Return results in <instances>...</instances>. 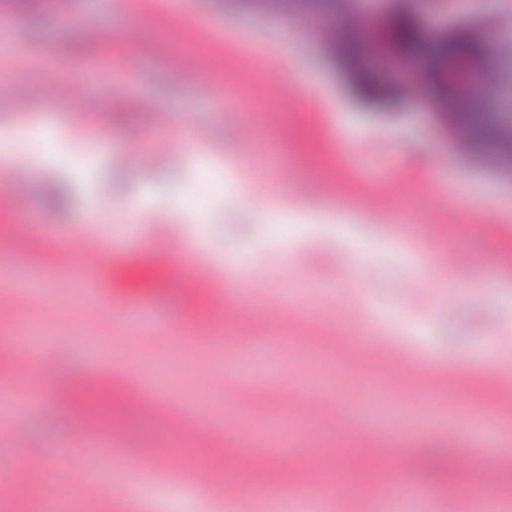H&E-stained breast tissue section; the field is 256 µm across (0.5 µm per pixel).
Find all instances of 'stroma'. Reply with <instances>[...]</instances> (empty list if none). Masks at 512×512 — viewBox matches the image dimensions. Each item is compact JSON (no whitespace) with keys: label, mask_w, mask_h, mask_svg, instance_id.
<instances>
[{"label":"stroma","mask_w":512,"mask_h":512,"mask_svg":"<svg viewBox=\"0 0 512 512\" xmlns=\"http://www.w3.org/2000/svg\"><path fill=\"white\" fill-rule=\"evenodd\" d=\"M78 0L75 11L41 8L37 16L0 19V81L23 86L22 98L0 97V130L51 122L55 152L15 140L29 176L13 191L25 198L31 228L17 249L13 215L0 213V413L21 409L28 448L51 466L49 490L71 512H155V490L180 488L207 512H235L249 496L268 504L293 495V482L261 481L262 469L299 467L276 446L290 439L312 463L346 473L358 460L340 423L347 410L380 431L402 435L408 480L425 500H381L376 485L354 490L339 512H466L474 483L489 485L499 505L512 504L502 482L503 449H512V212L497 197L512 194V166L497 149H470L451 117L463 91L448 75L458 33L477 47L472 64L499 84L480 109L512 141V25L491 15L512 0H373L389 21L413 15L422 33L414 74L375 82L368 54L394 49L389 29L344 22L316 49L300 33L312 0ZM201 16L208 28L188 36ZM110 28L115 43L132 39L141 53L111 65V52L91 42L88 24ZM355 41L363 56L350 55ZM194 56L184 71L180 63ZM375 86L399 111H355L351 93ZM62 86L95 101L80 115ZM170 116L154 123L157 112ZM209 167L214 191L201 190ZM315 185L307 196L281 182ZM66 187L65 207H51L50 186ZM150 203L128 213L139 196ZM201 205L175 214L178 198ZM110 202L97 215L88 199ZM460 224L472 225L463 235ZM168 239L193 280L211 294L188 303L180 283L157 269V239ZM119 259L100 260L101 248ZM102 280L111 314L86 293ZM226 307L214 325L216 294ZM146 305L158 329L135 330L128 312ZM280 309L290 341L271 351L263 320ZM192 325L203 346L169 345L164 326ZM249 328L225 343L238 325ZM40 345L47 361L19 363L17 332ZM493 343L501 360L489 359ZM95 369L97 381L127 391L128 381L156 379L173 400L166 412L128 419L119 445L82 440L58 400L57 379ZM252 398L238 401L240 383ZM319 396V412L300 404ZM259 453L236 458L224 417ZM482 455L451 489L438 487L415 458L440 450ZM166 456L192 448L195 462L164 469L139 461V447ZM79 466H71V454ZM123 473V497L113 493ZM225 471L224 482L208 471Z\"/></svg>","instance_id":"obj_1"}]
</instances>
